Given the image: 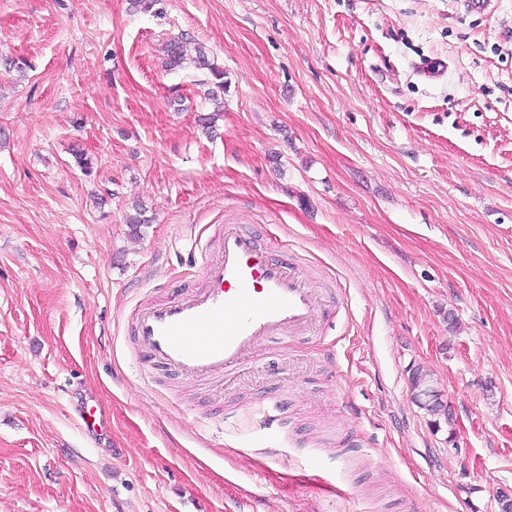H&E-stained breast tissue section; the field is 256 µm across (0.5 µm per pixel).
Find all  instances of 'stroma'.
Returning <instances> with one entry per match:
<instances>
[{
  "label": "stroma",
  "instance_id": "1",
  "mask_svg": "<svg viewBox=\"0 0 512 512\" xmlns=\"http://www.w3.org/2000/svg\"><path fill=\"white\" fill-rule=\"evenodd\" d=\"M180 33L224 69L209 135L207 71L162 66ZM433 59L445 76L415 73ZM230 222L286 245L333 319L231 383L144 378L132 308L191 285ZM418 366L447 415L412 402ZM505 492L512 0H0V512H499ZM285 402L286 398L283 394L267 399L254 410V414L263 421L267 428H271L274 424L279 426L285 411ZM78 419L83 428L98 436H107L109 421L104 407L101 405H83L77 409Z\"/></svg>",
  "mask_w": 512,
  "mask_h": 512
}]
</instances>
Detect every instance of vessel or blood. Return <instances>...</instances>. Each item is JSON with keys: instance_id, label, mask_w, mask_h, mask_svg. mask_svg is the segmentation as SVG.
Here are the masks:
<instances>
[{"instance_id": "vessel-or-blood-1", "label": "vessel or blood", "mask_w": 512, "mask_h": 512, "mask_svg": "<svg viewBox=\"0 0 512 512\" xmlns=\"http://www.w3.org/2000/svg\"><path fill=\"white\" fill-rule=\"evenodd\" d=\"M201 260L200 286L174 301L144 297L131 313L128 336L144 375L219 382L243 371L269 338L317 335L328 322L326 292L240 225L226 224ZM285 402L266 400L255 414L265 426L280 424ZM77 415L86 431L107 435L104 407L83 405Z\"/></svg>"}]
</instances>
